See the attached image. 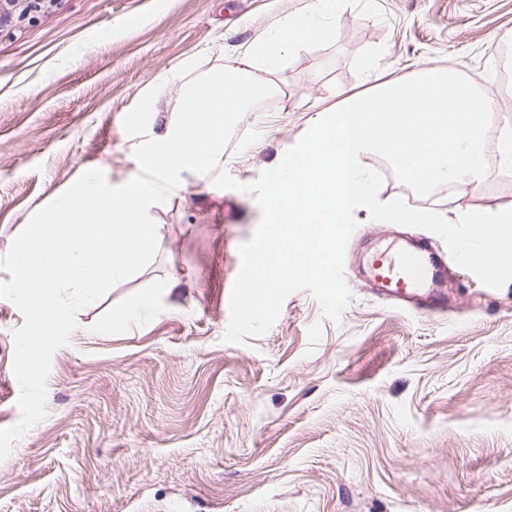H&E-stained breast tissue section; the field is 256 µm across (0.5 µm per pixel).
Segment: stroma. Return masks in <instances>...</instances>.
I'll return each instance as SVG.
<instances>
[{"label":"stroma","mask_w":512,"mask_h":512,"mask_svg":"<svg viewBox=\"0 0 512 512\" xmlns=\"http://www.w3.org/2000/svg\"><path fill=\"white\" fill-rule=\"evenodd\" d=\"M307 2L50 0L0 28V259L84 169L129 179L138 140L123 119L146 91L159 88L170 116L192 74ZM378 2L383 18L345 7L333 44L255 71L279 95L243 115L220 169L252 182L306 133L310 107L427 67L512 107V0ZM510 204L512 180L418 202L451 220ZM150 215L154 258L78 313L55 352L47 416L0 462V512H512V281L494 290L451 266L448 312L426 316L351 271L340 320L301 290L268 332L230 344L239 247L261 218L253 195L188 175ZM106 321L111 335L91 332ZM23 323L0 298V428L20 418Z\"/></svg>","instance_id":"1"}]
</instances>
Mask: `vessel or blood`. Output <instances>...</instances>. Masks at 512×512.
<instances>
[{"instance_id": "vessel-or-blood-1", "label": "vessel or blood", "mask_w": 512, "mask_h": 512, "mask_svg": "<svg viewBox=\"0 0 512 512\" xmlns=\"http://www.w3.org/2000/svg\"><path fill=\"white\" fill-rule=\"evenodd\" d=\"M451 255L433 250L421 238L373 255L369 280L390 304L428 313L448 309V269Z\"/></svg>"}]
</instances>
